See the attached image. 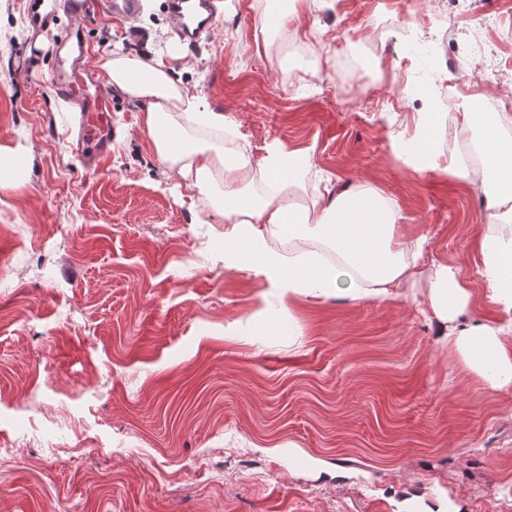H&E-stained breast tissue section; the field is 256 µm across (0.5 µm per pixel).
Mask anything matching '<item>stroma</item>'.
Listing matches in <instances>:
<instances>
[{
    "mask_svg": "<svg viewBox=\"0 0 512 512\" xmlns=\"http://www.w3.org/2000/svg\"><path fill=\"white\" fill-rule=\"evenodd\" d=\"M337 0L289 21L265 0H224L200 47L181 45L165 0L130 23H92L93 66L121 51L161 60L223 111L254 157L314 150L305 184L366 182L396 198L406 238L463 264L469 317L494 319L474 240L486 220L467 185L390 152L385 112L401 71L448 74L462 99L499 89L467 54L512 0ZM0 0V146L32 163L0 180V512H512V391L481 387L424 315L429 280L389 298L300 296L277 319L251 269L224 265V217L151 148L145 101L114 88L115 137L99 170L74 151L78 113L56 97L60 30ZM488 43L512 56L493 29ZM49 364H41L42 347Z\"/></svg>",
    "mask_w": 512,
    "mask_h": 512,
    "instance_id": "1",
    "label": "stroma"
}]
</instances>
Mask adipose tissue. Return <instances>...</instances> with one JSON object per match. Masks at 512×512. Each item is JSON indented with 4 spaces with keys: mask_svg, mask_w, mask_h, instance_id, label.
Returning a JSON list of instances; mask_svg holds the SVG:
<instances>
[{
    "mask_svg": "<svg viewBox=\"0 0 512 512\" xmlns=\"http://www.w3.org/2000/svg\"><path fill=\"white\" fill-rule=\"evenodd\" d=\"M110 86L133 99L148 100L142 124L159 160L191 186L203 174L218 172L224 182L222 212L232 229L224 235V262L230 269H252L277 289L278 298L316 294L323 298H386L413 284L426 237L406 245L397 229L406 219L401 204L369 184L342 191L333 182L319 190L318 214L281 203L292 185L311 167V148L278 143L259 159L225 161L209 147L184 145L187 123L220 130L223 113L201 110L198 96L175 85L163 64L151 65L116 53L102 64ZM481 137V156L468 162L463 148ZM392 154L408 168L453 177L484 193L486 222L475 246L482 258V276L491 300L512 310V115L505 112H422L413 136L394 131ZM264 176L263 192H245L236 184L248 166ZM313 238L336 251L337 267L318 265L313 255L286 259L274 248L281 238ZM348 276L349 288L339 286ZM472 294L459 266L432 260L429 308L438 341L452 350L463 369L492 390L512 389V319H465Z\"/></svg>",
    "mask_w": 512,
    "mask_h": 512,
    "instance_id": "obj_1",
    "label": "adipose tissue"
}]
</instances>
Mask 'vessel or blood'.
Segmentation results:
<instances>
[{"label":"vessel or blood","mask_w":512,"mask_h":512,"mask_svg":"<svg viewBox=\"0 0 512 512\" xmlns=\"http://www.w3.org/2000/svg\"><path fill=\"white\" fill-rule=\"evenodd\" d=\"M167 8L176 24L175 35L193 49L210 35L223 14L224 0H168ZM140 10L141 0H55L49 7L42 0H33L30 20L35 28H48L60 21L66 24L61 41L64 54L58 59L50 84L57 97L79 108L76 151L85 165L100 164L112 146V107L92 89L93 48L85 28L104 15L130 21Z\"/></svg>","instance_id":"b4317fda"}]
</instances>
